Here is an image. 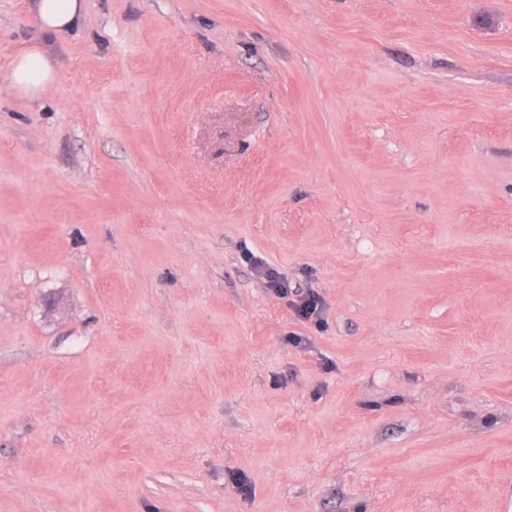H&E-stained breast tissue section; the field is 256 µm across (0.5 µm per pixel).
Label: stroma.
<instances>
[{"label":"stroma","mask_w":512,"mask_h":512,"mask_svg":"<svg viewBox=\"0 0 512 512\" xmlns=\"http://www.w3.org/2000/svg\"><path fill=\"white\" fill-rule=\"evenodd\" d=\"M29 4L0 512H512V0H86L36 99ZM257 266L261 269L262 274L265 276L267 286L275 292V294L282 298H288L292 288L288 283V276L282 272L274 269H266L261 262L255 260ZM295 296L298 298L292 300L291 306L300 318L307 321L312 318H315L316 321L321 320L323 304L317 295L313 292H309L306 295H298L296 291Z\"/></svg>","instance_id":"1"}]
</instances>
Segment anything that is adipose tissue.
I'll return each instance as SVG.
<instances>
[{"label": "adipose tissue", "instance_id": "obj_1", "mask_svg": "<svg viewBox=\"0 0 512 512\" xmlns=\"http://www.w3.org/2000/svg\"><path fill=\"white\" fill-rule=\"evenodd\" d=\"M30 14L42 38L15 57L9 81L16 94L35 98L51 89L59 76V63L47 37L79 29L85 19V0H31Z\"/></svg>", "mask_w": 512, "mask_h": 512}]
</instances>
